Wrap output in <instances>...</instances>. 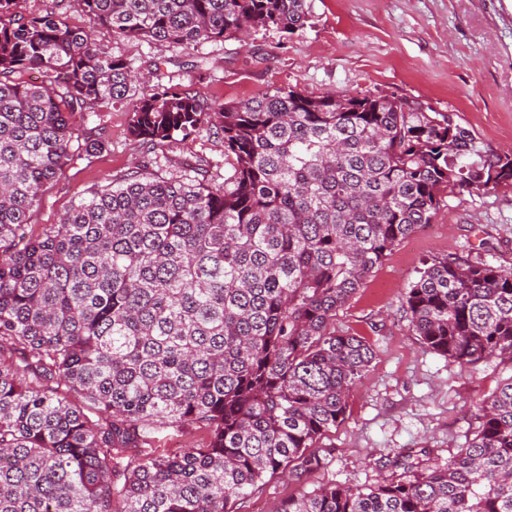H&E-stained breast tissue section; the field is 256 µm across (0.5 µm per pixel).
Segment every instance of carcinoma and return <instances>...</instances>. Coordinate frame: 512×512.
<instances>
[{"label":"carcinoma","instance_id":"carcinoma-1","mask_svg":"<svg viewBox=\"0 0 512 512\" xmlns=\"http://www.w3.org/2000/svg\"><path fill=\"white\" fill-rule=\"evenodd\" d=\"M89 26L0 0V512H237L268 476L324 465L322 439L375 352L336 330L364 278L454 189L512 185V154L394 96L276 89L207 103L159 65L149 94L91 29L165 48L304 28L308 0H74ZM35 70L39 85L21 80ZM130 103L153 146L224 138V184L139 173L33 238L28 215L81 137L76 116ZM426 349L512 360V271L447 254L406 292ZM444 463L333 483L279 512H512V377ZM207 443L170 455L162 433Z\"/></svg>","mask_w":512,"mask_h":512}]
</instances>
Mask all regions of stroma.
Listing matches in <instances>:
<instances>
[{"label":"stroma","instance_id":"35a3bbf8","mask_svg":"<svg viewBox=\"0 0 512 512\" xmlns=\"http://www.w3.org/2000/svg\"><path fill=\"white\" fill-rule=\"evenodd\" d=\"M299 33L274 30L249 40L157 49L98 28L105 51L146 70L166 59L174 83L205 101L236 103L276 88L311 96L380 93L455 113L484 148L512 150V0H311ZM207 63L199 79L194 61ZM130 107L110 104L78 119L103 137L95 156L73 150L63 174L29 214L40 235L71 204L102 186L147 170L161 176L208 164L224 182V140L201 130L152 148L129 135ZM456 253L512 270V185L488 192L454 190L431 224L400 242L338 311L336 327L364 336L375 358L348 399L344 420L322 440L323 468L303 480L267 478L241 512H278L282 501L319 484L364 488L388 479L394 452L428 449L441 462L466 447L479 426L473 408L505 379L512 359L462 364L428 351L410 328L405 291L426 261Z\"/></svg>","mask_w":512,"mask_h":512}]
</instances>
